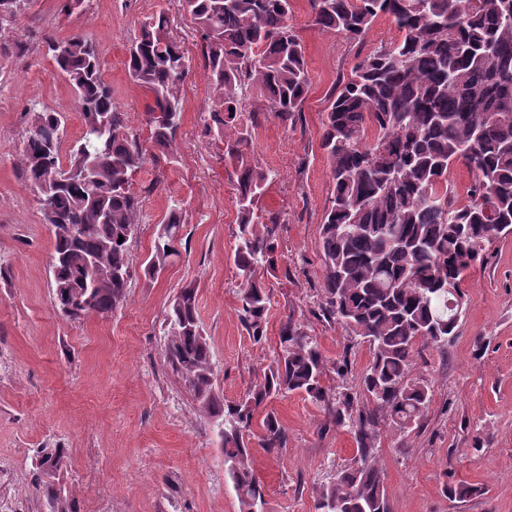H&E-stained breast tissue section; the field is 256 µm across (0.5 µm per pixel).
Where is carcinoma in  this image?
Segmentation results:
<instances>
[{
    "label": "carcinoma",
    "mask_w": 512,
    "mask_h": 512,
    "mask_svg": "<svg viewBox=\"0 0 512 512\" xmlns=\"http://www.w3.org/2000/svg\"><path fill=\"white\" fill-rule=\"evenodd\" d=\"M201 33L198 55L212 89L209 131L224 142L235 168L237 232L233 264L241 278L238 317L250 339L266 340L276 277L281 216L259 202L275 177L252 157L260 116L284 127L302 118L310 82L302 36L289 24L293 0H180ZM28 0H0V29ZM312 26L352 41L389 16L399 38L364 57L342 77L323 111L321 149L333 190L320 232L322 291L328 323L367 343L371 359L361 393L406 432L429 409L428 385L407 380L420 344L455 335L461 288L486 244L512 234V0H309ZM51 58L74 92L80 137L62 154L66 117L44 106L32 113L23 139L21 174L36 193L53 234L52 271L60 313L106 318L124 305L131 278L128 242L145 198L133 189L147 163L175 161L181 92L191 61L160 13L143 23L128 49L130 79L151 94L149 136L129 126L102 77L96 46L80 34L45 38ZM258 90L263 107L245 110ZM375 132L363 141L367 128ZM474 174L468 201L457 204L448 170ZM185 212L168 208L145 275L180 256ZM197 291L172 299L164 357L216 430L224 471L240 512H262L263 485L250 444L284 448L288 430L271 400L299 393L353 431L352 462L315 489L316 512H391L378 465L374 414L356 397L324 384L327 359L317 339L289 316L279 352L238 401H224L210 346L197 316Z\"/></svg>",
    "instance_id": "carcinoma-1"
}]
</instances>
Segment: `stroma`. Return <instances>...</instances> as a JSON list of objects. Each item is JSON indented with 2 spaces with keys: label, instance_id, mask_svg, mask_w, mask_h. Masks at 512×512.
I'll use <instances>...</instances> for the list:
<instances>
[{
  "label": "stroma",
  "instance_id": "stroma-1",
  "mask_svg": "<svg viewBox=\"0 0 512 512\" xmlns=\"http://www.w3.org/2000/svg\"><path fill=\"white\" fill-rule=\"evenodd\" d=\"M161 11L175 38L189 48L198 42L179 0H84L69 16L59 0H28L0 38V512H54L59 504L66 512H239L212 425L164 361L169 304L186 285L197 290L198 319L225 400L242 397L273 361L289 316L317 338L328 363L348 359V373L331 368L326 385L358 391L370 360L366 343L315 314L320 228L332 188L319 146L321 118L339 79L399 33L385 16L358 41L318 32L308 0H293L289 19L304 40L310 79L303 121L287 129L269 116L253 136L259 165L276 174L260 207L282 217L279 251L290 273L272 283L264 344H253L238 318L233 167L207 129L212 93L198 65L182 92L176 161L145 165L133 179L134 188L151 192L129 243L132 277L123 307L79 321L58 311L52 234L20 175L22 142L33 107L65 114L66 149L82 120L43 41L49 33L91 39L117 105L143 134L152 99L130 80L127 49L141 23ZM175 200L186 212L181 256L158 278L145 279L141 265ZM462 290L456 336L443 347L420 346L409 371L433 394L418 427L403 433L376 415L391 512H512V235L486 246ZM270 406L288 444L251 448L266 510L314 512V489L353 458L354 438L302 395L277 397ZM54 450L59 468L41 466ZM459 483L477 486V494L449 498L446 487ZM48 486L59 504L45 494Z\"/></svg>",
  "mask_w": 512,
  "mask_h": 512
}]
</instances>
